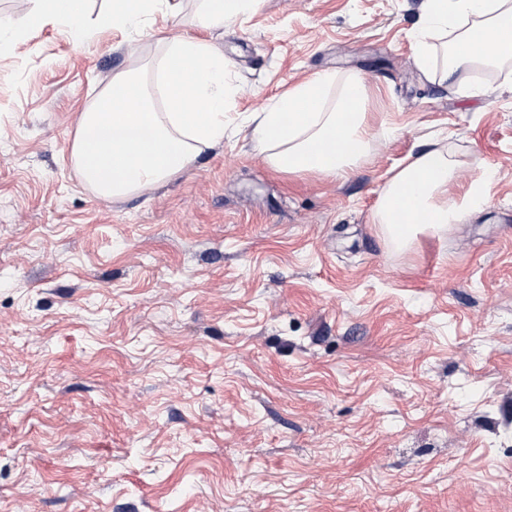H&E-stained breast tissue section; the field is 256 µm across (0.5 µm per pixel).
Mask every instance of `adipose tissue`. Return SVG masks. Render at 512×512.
Here are the masks:
<instances>
[{"label": "adipose tissue", "mask_w": 512, "mask_h": 512, "mask_svg": "<svg viewBox=\"0 0 512 512\" xmlns=\"http://www.w3.org/2000/svg\"><path fill=\"white\" fill-rule=\"evenodd\" d=\"M29 21L53 24L75 42L101 27L143 32L159 9L180 13L181 0H105L90 16L87 0H29ZM259 0H198L197 22L208 29L255 10ZM422 69L442 64L495 66L512 61V0H426L413 34ZM224 57L206 40L172 34L144 65L113 76L81 112L71 148L80 182L103 199L124 197L192 168L224 140ZM361 78L323 71L296 84L252 118L251 140L277 170L323 177L345 175L374 138L366 120ZM459 168L445 148L423 150L385 185L375 213L385 238L403 248L419 234L447 229L487 198L489 174L460 195L449 183Z\"/></svg>", "instance_id": "ef3b65f1"}]
</instances>
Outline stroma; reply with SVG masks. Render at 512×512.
Listing matches in <instances>:
<instances>
[{
	"instance_id": "1",
	"label": "stroma",
	"mask_w": 512,
	"mask_h": 512,
	"mask_svg": "<svg viewBox=\"0 0 512 512\" xmlns=\"http://www.w3.org/2000/svg\"><path fill=\"white\" fill-rule=\"evenodd\" d=\"M423 0H261L207 31L53 26L0 49V512H512V66L422 72ZM181 32L224 55V141L112 200L80 112ZM322 71L369 157L276 170L255 112ZM481 85V96L462 90ZM436 141L487 202L395 251L374 222Z\"/></svg>"
}]
</instances>
